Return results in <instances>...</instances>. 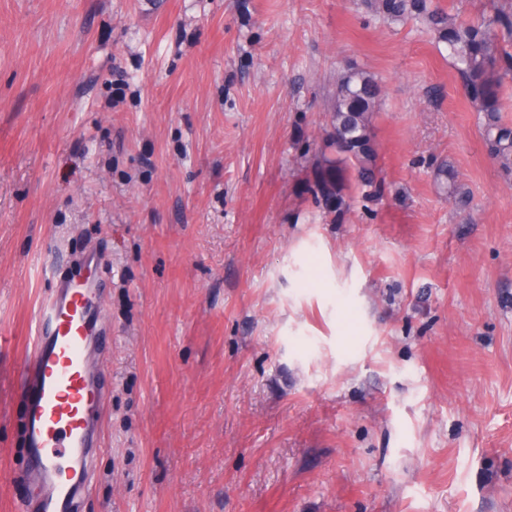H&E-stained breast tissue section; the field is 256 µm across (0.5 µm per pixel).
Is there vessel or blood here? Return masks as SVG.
<instances>
[{
    "label": "vessel or blood",
    "mask_w": 512,
    "mask_h": 512,
    "mask_svg": "<svg viewBox=\"0 0 512 512\" xmlns=\"http://www.w3.org/2000/svg\"><path fill=\"white\" fill-rule=\"evenodd\" d=\"M94 256L58 277L37 314L35 349L15 370L27 493L19 512H77L93 491L102 451L105 394L93 356L102 354V289Z\"/></svg>",
    "instance_id": "b4317fda"
}]
</instances>
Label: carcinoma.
Wrapping results in <instances>:
<instances>
[{
    "instance_id": "1",
    "label": "carcinoma",
    "mask_w": 512,
    "mask_h": 512,
    "mask_svg": "<svg viewBox=\"0 0 512 512\" xmlns=\"http://www.w3.org/2000/svg\"><path fill=\"white\" fill-rule=\"evenodd\" d=\"M365 6L386 22L415 21L448 46L466 97L482 120V132L493 159L512 173V126L502 122L501 92L512 84V4L476 21L452 14L434 0H365ZM385 95L381 80L369 71L349 65L340 71L328 96L329 131L316 159L318 176L313 191L346 206L351 181L377 188L378 151L373 138V116L381 111ZM437 190L452 198L459 192L448 165L435 173Z\"/></svg>"
}]
</instances>
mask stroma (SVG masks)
Listing matches in <instances>:
<instances>
[{"label":"stroma","instance_id":"obj_1","mask_svg":"<svg viewBox=\"0 0 512 512\" xmlns=\"http://www.w3.org/2000/svg\"><path fill=\"white\" fill-rule=\"evenodd\" d=\"M382 190H310L337 73ZM462 198L440 194V164ZM103 262L79 512H512V178L445 44L363 0H0V472L50 269Z\"/></svg>","mask_w":512,"mask_h":512}]
</instances>
